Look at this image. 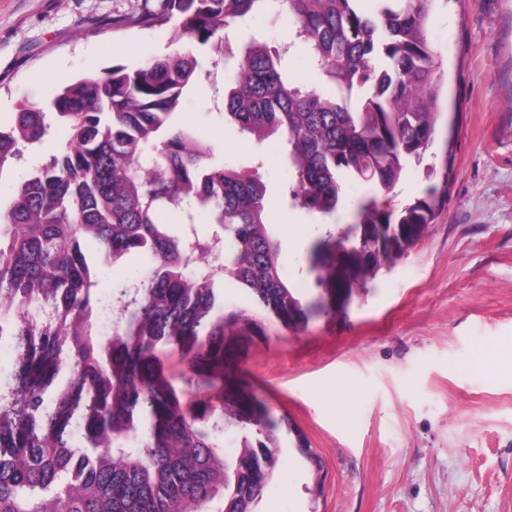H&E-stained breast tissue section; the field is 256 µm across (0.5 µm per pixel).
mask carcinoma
Returning a JSON list of instances; mask_svg holds the SVG:
<instances>
[{
  "label": "carcinoma",
  "instance_id": "1",
  "mask_svg": "<svg viewBox=\"0 0 512 512\" xmlns=\"http://www.w3.org/2000/svg\"><path fill=\"white\" fill-rule=\"evenodd\" d=\"M434 2L162 0L114 26L170 24L171 52L82 78L50 111L23 104L0 123V178L53 127L65 131L60 152L0 207V346L11 352L0 367V512H251L292 427L225 359L238 323L224 317L217 272L298 330L344 310L424 238L448 179L398 210L381 195L434 140L444 80L428 32ZM273 4L334 96L294 85L286 53L260 36L224 56L230 35ZM206 45L204 73L194 48ZM228 65L222 117L257 144L284 142L292 207L330 216L347 181L368 187L350 224L310 243L312 298L283 274L258 169L217 161L178 120ZM169 205L185 231L161 222ZM88 241L106 262L147 260L135 287L112 286L107 339ZM167 350L182 356L178 378L160 361ZM178 379L199 397L183 401ZM232 428L240 446L229 460Z\"/></svg>",
  "mask_w": 512,
  "mask_h": 512
}]
</instances>
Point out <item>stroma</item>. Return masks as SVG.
<instances>
[{
	"label": "stroma",
	"mask_w": 512,
	"mask_h": 512,
	"mask_svg": "<svg viewBox=\"0 0 512 512\" xmlns=\"http://www.w3.org/2000/svg\"><path fill=\"white\" fill-rule=\"evenodd\" d=\"M159 5L0 0V120L22 103L48 108L82 76L167 53L169 28L112 27ZM428 29L447 64V115L388 195L399 206L447 182L425 238L303 330L218 281L243 325L230 359L314 452L283 435L252 512H512V0H437ZM223 94L203 88L179 120L218 160L259 166L280 262L312 294L313 219L281 199L284 146L206 114Z\"/></svg>",
	"instance_id": "stroma-1"
}]
</instances>
